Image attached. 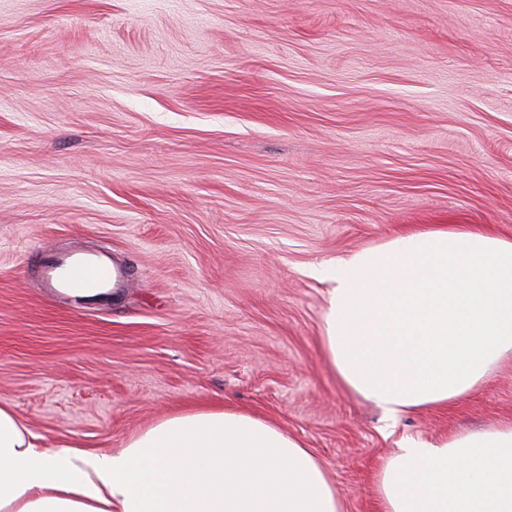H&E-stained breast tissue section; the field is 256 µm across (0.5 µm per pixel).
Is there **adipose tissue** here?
Instances as JSON below:
<instances>
[{
    "label": "adipose tissue",
    "mask_w": 512,
    "mask_h": 512,
    "mask_svg": "<svg viewBox=\"0 0 512 512\" xmlns=\"http://www.w3.org/2000/svg\"><path fill=\"white\" fill-rule=\"evenodd\" d=\"M321 344L388 416L445 408L512 352V239L463 224L329 260ZM380 512H512V422L405 439L375 476ZM325 467L281 428L224 408L175 413L112 451L40 447L0 399V512H343Z\"/></svg>",
    "instance_id": "ef3b65f1"
}]
</instances>
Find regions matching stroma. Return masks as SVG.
<instances>
[{
	"label": "stroma",
	"mask_w": 512,
	"mask_h": 512,
	"mask_svg": "<svg viewBox=\"0 0 512 512\" xmlns=\"http://www.w3.org/2000/svg\"><path fill=\"white\" fill-rule=\"evenodd\" d=\"M435 224L512 239V0H0V399L42 444L226 406L376 512L403 438L512 421V353L391 423L322 350L312 268ZM48 244L134 285L48 296Z\"/></svg>",
	"instance_id": "obj_1"
}]
</instances>
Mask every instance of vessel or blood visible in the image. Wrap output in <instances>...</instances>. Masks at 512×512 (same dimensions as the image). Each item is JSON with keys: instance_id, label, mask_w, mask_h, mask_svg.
<instances>
[{"instance_id": "obj_1", "label": "vessel or blood", "mask_w": 512, "mask_h": 512, "mask_svg": "<svg viewBox=\"0 0 512 512\" xmlns=\"http://www.w3.org/2000/svg\"><path fill=\"white\" fill-rule=\"evenodd\" d=\"M36 269L44 288L78 304L111 302L113 289L131 285L124 268L104 251L49 246L42 249Z\"/></svg>"}]
</instances>
